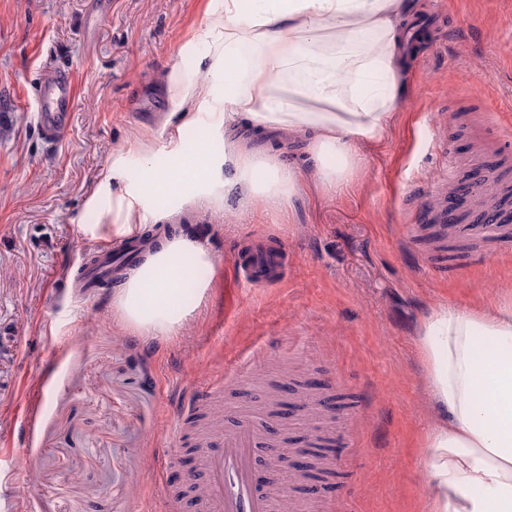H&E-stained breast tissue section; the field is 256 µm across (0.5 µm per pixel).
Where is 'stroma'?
<instances>
[{"label":"stroma","instance_id":"stroma-1","mask_svg":"<svg viewBox=\"0 0 512 512\" xmlns=\"http://www.w3.org/2000/svg\"><path fill=\"white\" fill-rule=\"evenodd\" d=\"M211 0H109L85 40L86 0H0V512H188L170 509L155 470L196 462L194 427L223 421L211 391L228 365L254 380L241 399L285 388L292 447L331 426L336 451L314 487L315 512H422L428 494L424 436L431 417L417 352L433 304L491 303L512 284V245L457 234L434 239L417 221L434 187L465 184L489 163V192L512 191V149L499 136L512 113V0H408L410 14L438 11L436 46L407 57L403 95L383 137L361 145L360 172L325 194L312 180L279 209L222 202L143 203L147 231L196 235L216 263L190 325L168 339L122 330L112 289L65 291L108 242L112 194L99 173L115 148L148 135L154 164L175 142L224 132L210 109L178 129L170 73L185 89L216 82L191 42ZM78 76L67 138L49 144L34 88L51 70ZM307 169L306 143L283 132L251 139ZM488 192V193H489ZM260 237L290 252L285 279L253 288L230 279L233 249Z\"/></svg>","mask_w":512,"mask_h":512}]
</instances>
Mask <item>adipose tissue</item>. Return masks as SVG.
I'll list each match as a JSON object with an SVG mask.
<instances>
[{"mask_svg":"<svg viewBox=\"0 0 512 512\" xmlns=\"http://www.w3.org/2000/svg\"><path fill=\"white\" fill-rule=\"evenodd\" d=\"M199 34L210 70L223 83L196 85L227 130L223 154L202 144L175 149L165 166L149 160L147 137L123 147L100 173L112 191L111 217L92 238H137L143 198L195 201L236 188L278 208L300 188L298 169L249 146L248 134L285 131L306 138L308 160L326 192L357 174L360 145L391 123L403 84L401 53L407 0H221ZM247 136H238V128ZM143 165L129 174L123 158ZM214 256L186 235L161 238L112 293L124 329L166 338L193 319L208 288L198 279ZM196 301H182L186 289ZM418 356L433 423L425 439L428 512H512V297L474 309L433 305L420 322Z\"/></svg>","mask_w":512,"mask_h":512,"instance_id":"adipose-tissue-1","label":"adipose tissue"}]
</instances>
